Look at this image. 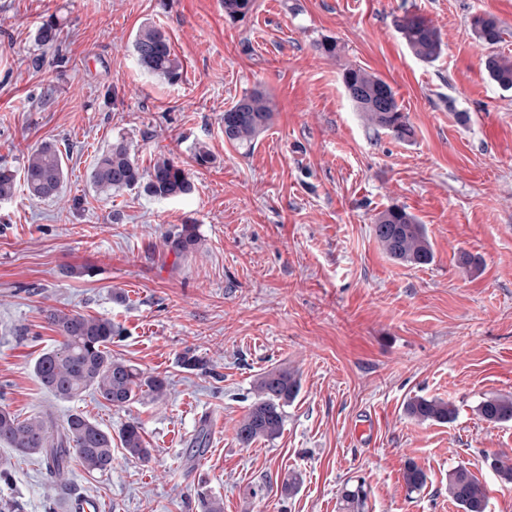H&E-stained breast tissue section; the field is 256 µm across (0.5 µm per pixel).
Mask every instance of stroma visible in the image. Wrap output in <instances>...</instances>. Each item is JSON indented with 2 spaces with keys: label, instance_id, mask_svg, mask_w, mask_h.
Returning a JSON list of instances; mask_svg holds the SVG:
<instances>
[{
  "label": "stroma",
  "instance_id": "stroma-1",
  "mask_svg": "<svg viewBox=\"0 0 512 512\" xmlns=\"http://www.w3.org/2000/svg\"><path fill=\"white\" fill-rule=\"evenodd\" d=\"M407 11L439 31L436 61L406 46ZM483 13L512 57V0H254L236 20L222 0H0V164L22 170L46 141L65 161L58 197L20 189L0 202V405L59 423L78 411L114 433L133 420L152 450L143 463L116 442L109 473L73 466L79 495L103 512H204L206 494L224 512H342L345 484L361 480L365 512H461L448 473L463 465L486 484L488 512H512V484L483 462L512 455V423L476 412L483 397L512 396V90L485 71L470 28ZM51 15L63 38L44 49L35 33ZM147 23L170 37L177 83L139 67L132 41ZM324 40L336 56L318 50ZM351 64L393 88L410 140L365 122L342 81ZM255 88L274 112L245 151L225 141L224 111ZM120 137L141 169L177 161L191 194L99 195L90 172ZM393 205L424 224L431 264L383 251L374 218ZM184 224L201 242L179 259L163 238ZM463 252L476 261L467 271ZM49 307L118 323L113 356L165 375V399L56 400L32 372L59 339ZM187 352L204 368H183ZM281 365L301 385L283 433L243 446L235 426L253 383ZM417 396L452 402L456 419L415 421L405 405ZM1 458L12 470L0 504L46 512L38 457L0 442ZM408 460L427 475L414 493ZM292 475L299 485L282 494Z\"/></svg>",
  "mask_w": 512,
  "mask_h": 512
}]
</instances>
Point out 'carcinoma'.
Masks as SVG:
<instances>
[{
  "mask_svg": "<svg viewBox=\"0 0 512 512\" xmlns=\"http://www.w3.org/2000/svg\"><path fill=\"white\" fill-rule=\"evenodd\" d=\"M224 15L237 18L253 8V0H223ZM397 28L406 45L421 60L432 62L442 52L438 30L423 17L405 13ZM471 29L483 45L491 49L485 68L491 80L500 87L512 88V58L492 51L503 41L504 30L491 15H475ZM62 30L54 18L42 22L36 39L42 45L61 40ZM133 49L140 68L148 75L175 83L182 73V62L174 53L170 39L159 26L148 24L136 33ZM343 84L349 97L363 112L365 120L398 140H408L413 128L401 111L392 87L381 78L360 68H347ZM273 103L269 95L254 89L224 110V139L248 149L269 126ZM24 186L32 199L56 197L65 179L64 157L54 142H44L31 151L24 165ZM95 191L110 197L114 193L142 188L152 198L171 199L189 194L192 184L182 166L170 159L157 160L149 171L140 170L128 143L117 139L96 158L91 175ZM15 171L0 165V201L11 199L16 191ZM376 239L393 260L422 267L434 258L431 243L423 225L405 208L393 206L374 219ZM200 242L195 224H184L166 237V246L175 257L194 251ZM47 323L61 340L43 352L33 364V373L41 386L55 398L71 401L86 391H93L107 404L122 409L139 395L159 400L166 395L167 379L159 374L147 375L130 361L112 356L109 345L121 330L110 318L86 316L48 308ZM254 399L236 428L238 440L249 445L257 440L273 441L282 433L285 411L300 392L298 375L276 367L258 375ZM407 415L419 422L449 423L456 417L450 402L439 398L417 396L405 407ZM479 417L489 423L512 422V396L483 398L476 406ZM119 440L125 453L136 460L147 461L150 449L137 422L124 424ZM0 441L15 451L39 455L42 466L53 479L54 486L70 490L69 473L73 459H78L89 474H105L112 469V433L101 428L82 413H72L62 424L47 413L24 419L7 407L0 406ZM491 470L505 484H512V460L507 454L485 456ZM403 478L409 491L426 485L427 475L413 461L404 463ZM367 494L363 486L344 488L342 499L348 512H363ZM448 498L462 512H487L486 488L478 476L461 465L448 473Z\"/></svg>",
  "mask_w": 512,
  "mask_h": 512,
  "instance_id": "carcinoma-1",
  "label": "carcinoma"
}]
</instances>
